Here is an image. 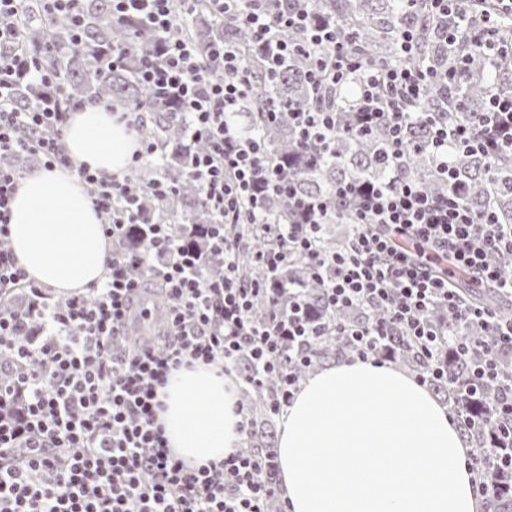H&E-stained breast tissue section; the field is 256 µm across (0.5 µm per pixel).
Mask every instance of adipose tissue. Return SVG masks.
<instances>
[{
	"mask_svg": "<svg viewBox=\"0 0 512 512\" xmlns=\"http://www.w3.org/2000/svg\"><path fill=\"white\" fill-rule=\"evenodd\" d=\"M74 162L122 175L138 143L110 112L87 107L65 131ZM10 244L27 278L58 292L101 281L112 247L75 172L33 170L11 201ZM159 419L186 461L240 447L237 390L200 365L171 372ZM278 464L288 512H484L468 449L447 408L412 376L355 359L307 380L282 417Z\"/></svg>",
	"mask_w": 512,
	"mask_h": 512,
	"instance_id": "adipose-tissue-1",
	"label": "adipose tissue"
}]
</instances>
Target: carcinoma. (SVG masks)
Here are the masks:
<instances>
[{
	"label": "carcinoma",
	"instance_id": "cac0c4a2",
	"mask_svg": "<svg viewBox=\"0 0 512 512\" xmlns=\"http://www.w3.org/2000/svg\"><path fill=\"white\" fill-rule=\"evenodd\" d=\"M311 12L329 20L340 28L349 30L354 37V51L365 67L398 65L401 63L398 44L406 29L416 32L418 51L413 62L421 68L440 76L432 82L423 98L412 104L416 112H430L434 116L454 113L460 120L476 122L486 111L487 97L494 84L506 89L512 87V56L500 61L494 72H489L484 57L469 44V34L460 31L455 43L445 41L448 28L455 26L457 18L440 14L429 18L426 3L414 6L404 0H311ZM27 13L26 38L21 48L39 49V60L44 68L59 74L64 95L71 102L82 105H98L122 98L133 104L147 105L148 92L135 81L137 58L150 50L155 42L153 33L144 26L126 22L112 15L110 0H84L82 43L70 41V28L58 15L47 14L41 0L25 4ZM198 44L201 55H206L208 44L214 37H223L237 44L241 51L242 66L254 76L255 88L244 101L237 122L243 133L267 143L271 160L280 175L298 193L320 198L336 204V190L347 183L367 182L380 184L393 176L394 166L385 159L383 136L378 132L358 135L344 131L353 119L359 83L362 73L354 72L343 82L329 87L328 93L318 91L308 77L314 65L313 56L298 50L281 59L275 69L254 52L251 31L235 21L216 23L210 16L206 0H199L196 11L188 23L173 31ZM124 45L128 58L123 68L103 71L93 57L99 47ZM456 70L455 80H447V72ZM46 89H34L24 84L12 94V106L18 112H30L39 104ZM273 100L277 108L276 118H268L265 103ZM329 107L338 113L339 132L333 152L318 155L303 146L288 123V112L299 107ZM148 131L154 137L169 144L165 168L169 179L176 186V193L166 203V209L181 224H210L212 216L203 205L199 187L187 177L191 169V155L183 146L181 121L176 109L159 110L152 115ZM427 130L415 121L407 128L406 141L410 145L400 166V173L413 180L433 195L448 191V181L436 171L437 161L428 150L417 146L425 140ZM448 168L456 180L466 188V201L476 211L491 210L501 222L512 224V159L501 160L496 174L488 176L482 157L472 156L458 149H448ZM264 223L239 224L227 229L231 237H238L244 249L240 264L251 278L269 283L294 280L306 288L309 318L329 325L331 332L312 346L311 365L298 369L306 375L319 362L334 357L347 358L352 351L345 337L336 332V324L342 322H366L379 319L384 312L372 307L334 312L324 305L322 290L309 266L301 259H294L274 275L255 264L252 256L275 246V240L265 231L267 224H296L288 195L264 197L260 201ZM457 287L473 301L487 307L499 305L493 292L474 294L464 281ZM388 349L395 361L415 373L428 370L427 362L420 357L409 339L396 334L389 337ZM444 372L434 383V388L451 399L453 407L469 409L474 415H482L488 403L495 397V386L483 387L484 399L471 400L468 389L470 376L468 363L453 355L440 361ZM276 391L274 381H265L263 392L251 401L253 448L271 447L272 432L264 398ZM512 421L496 418L481 428L469 424L460 428V434L476 451V464L484 458L483 450L501 442L512 448L509 425ZM498 496L490 499L488 512H512V469L506 468L498 475Z\"/></svg>",
	"mask_w": 512,
	"mask_h": 512
}]
</instances>
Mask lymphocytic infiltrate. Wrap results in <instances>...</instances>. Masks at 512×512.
Here are the masks:
<instances>
[{"mask_svg": "<svg viewBox=\"0 0 512 512\" xmlns=\"http://www.w3.org/2000/svg\"><path fill=\"white\" fill-rule=\"evenodd\" d=\"M214 15L249 28L268 64L291 48L278 37L291 29L316 57L309 72L318 84L338 83L359 66L348 33L320 22L303 6L273 9L270 0H209ZM442 12L458 13L472 46L488 62L507 49L497 38L496 19H473L468 0H429ZM24 0H0V512H286L279 483L262 474L275 450L240 447L224 460L187 466L168 446L158 390L170 371L203 362L235 376L241 390L261 391L268 378L279 384L270 400L273 414L285 413L300 381L293 366L311 361V345L326 334L324 324L305 317L304 295L289 283L261 287L237 263L241 249L227 226L255 224L256 209L245 201L283 194L289 185L267 160L269 149L243 135L230 117L251 92V79L234 47L224 40L200 53L185 38H171L195 0H112L121 18L144 21L159 41L135 75L155 107H177L186 144L203 140L207 150L193 160L192 178L214 223L185 230L165 208L175 187L159 174L145 193L157 203L144 211L131 175L115 177L74 162L62 140L73 110L62 94L46 97L39 109L18 112L5 100L23 79L59 86L57 74L23 55ZM413 31L401 35L407 64L377 67L361 88L353 128L383 129L386 152L401 164L408 149L409 103L424 96L429 72L410 64ZM289 119L302 144L328 151L337 116L324 108H297ZM424 146L433 152L439 175L448 173V150L457 148L496 165L512 154V91H491L481 120L466 123L424 112ZM19 154L38 156L45 169L74 170L88 187L103 219L112 253L98 287L55 301L50 291L17 268L9 245L10 201L22 174L10 163ZM336 197L352 204L348 245L327 250L321 230L332 212L325 204L295 198L302 224H276L275 248L257 263L281 268L304 259L324 285L327 307L369 306L383 318L339 327L354 355L382 360L386 336H407L431 363L421 384L441 378L438 366L448 329L426 314L443 306L457 327L487 329L484 339L455 344L457 357L473 361V388L496 386L494 409L512 415V377L501 375L499 357L512 353V316L468 304L454 282L461 274L479 288L512 296V224L491 211L476 212L463 191L431 196L413 181L373 187L345 185ZM276 307L256 319L258 297Z\"/></svg>", "mask_w": 512, "mask_h": 512, "instance_id": "f902f5d3", "label": "lymphocytic infiltrate"}]
</instances>
